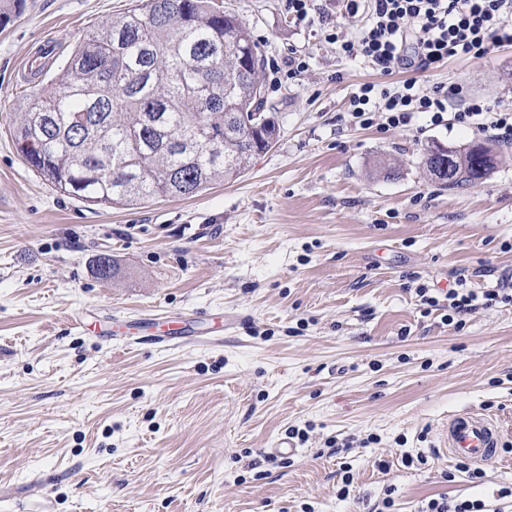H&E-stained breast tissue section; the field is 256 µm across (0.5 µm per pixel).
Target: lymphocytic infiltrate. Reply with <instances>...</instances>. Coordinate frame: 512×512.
<instances>
[{"label":"lymphocytic infiltrate","instance_id":"lymphocytic-infiltrate-1","mask_svg":"<svg viewBox=\"0 0 512 512\" xmlns=\"http://www.w3.org/2000/svg\"><path fill=\"white\" fill-rule=\"evenodd\" d=\"M351 29L333 26L325 39L339 54L361 58L383 74L428 70L448 58H482L494 46L512 45V0H338ZM454 88H424L417 79L389 90L367 82L352 94L353 118L360 125L409 126L418 115L441 125ZM489 138L512 144V113L492 111L472 99L457 113Z\"/></svg>","mask_w":512,"mask_h":512}]
</instances>
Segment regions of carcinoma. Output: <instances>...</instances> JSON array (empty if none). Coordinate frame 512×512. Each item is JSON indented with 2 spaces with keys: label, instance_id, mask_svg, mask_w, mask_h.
<instances>
[{
  "label": "carcinoma",
  "instance_id": "cac0c4a2",
  "mask_svg": "<svg viewBox=\"0 0 512 512\" xmlns=\"http://www.w3.org/2000/svg\"><path fill=\"white\" fill-rule=\"evenodd\" d=\"M264 58L246 24L213 0H133L75 46L17 113L14 144L61 193L89 205L187 198L244 174L280 136L265 110ZM496 164L431 147L434 183L475 185Z\"/></svg>",
  "mask_w": 512,
  "mask_h": 512
}]
</instances>
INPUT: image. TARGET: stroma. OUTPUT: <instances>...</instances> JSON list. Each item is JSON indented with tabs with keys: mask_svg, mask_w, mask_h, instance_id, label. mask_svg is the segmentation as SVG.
Instances as JSON below:
<instances>
[{
	"mask_svg": "<svg viewBox=\"0 0 512 512\" xmlns=\"http://www.w3.org/2000/svg\"><path fill=\"white\" fill-rule=\"evenodd\" d=\"M265 56L280 138L236 181L139 207L90 206L18 155L16 112L81 37L129 0H0V498L52 512H421L512 489V303L447 323L446 288L512 274V145L477 186L423 171L428 145L481 134L449 120L352 122L383 75L339 55L283 0H222ZM309 58L277 72L289 51ZM512 110V45L420 73ZM117 273L98 279L94 260ZM438 297L424 304L419 291ZM236 317L220 346L161 350L115 335L141 315ZM83 318L84 328L71 324ZM474 409L503 449L458 472L448 418ZM303 430L292 456L276 442ZM426 464L408 466V454ZM354 482L338 490L344 472Z\"/></svg>",
	"mask_w": 512,
	"mask_h": 512,
	"instance_id": "obj_1",
	"label": "stroma"
}]
</instances>
